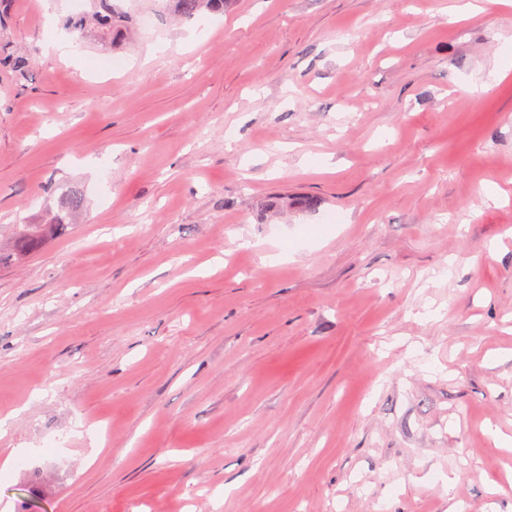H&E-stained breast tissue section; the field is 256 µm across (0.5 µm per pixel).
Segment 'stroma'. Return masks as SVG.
Wrapping results in <instances>:
<instances>
[{
  "label": "stroma",
  "instance_id": "stroma-1",
  "mask_svg": "<svg viewBox=\"0 0 512 512\" xmlns=\"http://www.w3.org/2000/svg\"><path fill=\"white\" fill-rule=\"evenodd\" d=\"M453 2L0 0V243L86 199L0 267V512H512V4ZM92 13L77 17L71 22L81 34L90 27L94 40L102 46L116 48L135 31V22L118 4V0H91ZM233 0H166V5L172 13L182 19H193L205 13L224 12ZM84 196L79 190H66L59 202L58 210L52 212L47 224H16L9 252L0 248V265L24 262L38 252L50 239L65 237L69 233L72 217L83 210Z\"/></svg>",
  "mask_w": 512,
  "mask_h": 512
}]
</instances>
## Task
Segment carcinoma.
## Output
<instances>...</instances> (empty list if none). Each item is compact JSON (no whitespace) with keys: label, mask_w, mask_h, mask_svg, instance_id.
<instances>
[{"label":"carcinoma","mask_w":512,"mask_h":512,"mask_svg":"<svg viewBox=\"0 0 512 512\" xmlns=\"http://www.w3.org/2000/svg\"><path fill=\"white\" fill-rule=\"evenodd\" d=\"M92 13L83 14L71 22L74 29L91 30L94 40L103 46L117 47L135 31V22L118 4V0H91ZM232 0H166L175 15L189 20L205 13L224 11ZM84 196L79 190L63 193L58 210L51 213L45 224H17L11 249L0 248V265L23 262L38 252L50 239L69 233L72 217L83 210Z\"/></svg>","instance_id":"carcinoma-1"}]
</instances>
